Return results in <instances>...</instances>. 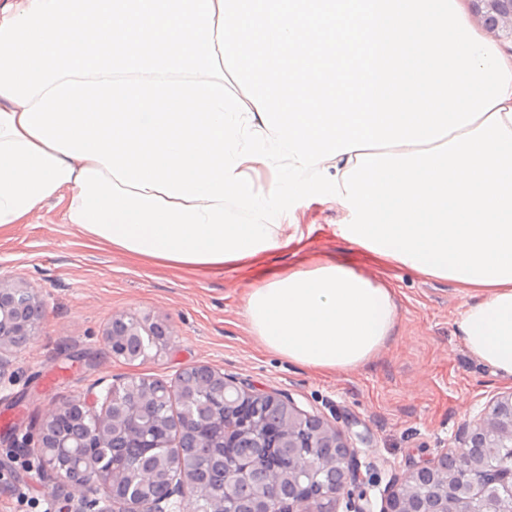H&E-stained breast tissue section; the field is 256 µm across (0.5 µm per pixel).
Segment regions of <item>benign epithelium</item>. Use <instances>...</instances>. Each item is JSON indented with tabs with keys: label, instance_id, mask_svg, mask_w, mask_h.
<instances>
[{
	"label": "benign epithelium",
	"instance_id": "1",
	"mask_svg": "<svg viewBox=\"0 0 512 512\" xmlns=\"http://www.w3.org/2000/svg\"><path fill=\"white\" fill-rule=\"evenodd\" d=\"M469 2L487 32L512 39V0ZM43 316V303L34 287L0 273V374L10 365L7 353L36 336ZM141 336L150 337L161 351L170 343L172 330L167 321L150 315L122 314L112 318L103 341L113 354L133 361L136 352L128 341ZM193 373L205 374L221 387L237 389L256 407L288 406L286 426L271 428L257 414L243 421V425L250 426L251 440L258 447L339 449L337 461L342 484L333 495L331 509L338 512L344 490L360 482L357 454L342 430L327 418L303 412L279 391L233 381L205 364L183 369L169 382L141 378L133 384L127 378L115 379L103 396L91 392L64 403L42 419L37 431V460L40 470L62 498L63 512H177L185 499L193 497L191 489L199 486L202 474L187 466L184 449L194 439L203 440L209 448L231 446L229 432L224 427V400L214 399L207 419L190 418L182 413L162 439H153L141 429L133 409V403L140 399L172 400L176 394L184 404H189L192 400L189 376ZM123 435L137 438L138 447L144 449L139 483L146 485L162 478L167 485L163 495L145 503L131 501L123 481L125 471L108 451L112 440ZM475 448H512V390L498 393L487 409L464 425L457 448L387 484L381 492L382 512H421L407 505L408 479L432 475L446 468L450 459L461 462L448 484V497L453 503L451 512H500L501 501H512V463L497 470L480 468L473 456ZM260 461L275 482L287 478L290 467L300 477L309 466L306 457L301 461L292 459L287 465L270 463L264 457ZM218 463L224 471V512H270L264 495L247 506L237 497V489L251 476L254 463L227 461L222 456ZM321 497L322 491L310 485L307 493L290 499L286 512H314L313 502Z\"/></svg>",
	"mask_w": 512,
	"mask_h": 512
}]
</instances>
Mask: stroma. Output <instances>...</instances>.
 <instances>
[{"label": "stroma", "mask_w": 512, "mask_h": 512, "mask_svg": "<svg viewBox=\"0 0 512 512\" xmlns=\"http://www.w3.org/2000/svg\"><path fill=\"white\" fill-rule=\"evenodd\" d=\"M64 211L52 201L29 223L0 232V269L34 286L45 306L37 336L15 349L0 376V416L13 421L0 427V441L19 430L35 433L53 407L83 395L100 378L168 381L179 370L207 364L289 394L309 414L335 419L361 470L348 495H367L373 512H380L388 482L456 447L463 424L507 389L458 334L468 290L359 255L332 231L343 217L340 204L300 205L304 246L273 260L280 266L317 254L352 259L393 288L394 339L368 365L333 377L288 363L257 343L242 314L253 272L209 275L135 260L80 234L65 223ZM120 314L168 321L169 348L135 362L112 355L102 334ZM55 498L29 449L0 456V512H44Z\"/></svg>", "instance_id": "1"}]
</instances>
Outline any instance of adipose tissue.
<instances>
[{"instance_id":"ef3b65f1","label":"adipose tissue","mask_w":512,"mask_h":512,"mask_svg":"<svg viewBox=\"0 0 512 512\" xmlns=\"http://www.w3.org/2000/svg\"><path fill=\"white\" fill-rule=\"evenodd\" d=\"M53 200L99 244L205 274L286 250L298 203H340L361 253L468 289L465 347L512 382V56L460 0H0V230ZM243 313L325 376L397 322L391 288L317 257Z\"/></svg>"}]
</instances>
